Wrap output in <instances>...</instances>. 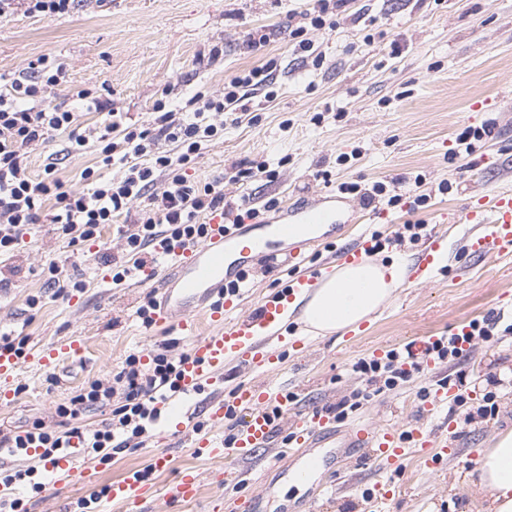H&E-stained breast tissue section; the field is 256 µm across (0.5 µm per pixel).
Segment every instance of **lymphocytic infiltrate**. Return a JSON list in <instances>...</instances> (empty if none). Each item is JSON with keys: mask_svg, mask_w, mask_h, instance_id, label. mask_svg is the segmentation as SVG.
Segmentation results:
<instances>
[{"mask_svg": "<svg viewBox=\"0 0 512 512\" xmlns=\"http://www.w3.org/2000/svg\"><path fill=\"white\" fill-rule=\"evenodd\" d=\"M350 2L314 0L312 7L300 11L297 23L289 25L287 33L294 54L321 68L324 57L315 52L309 34L335 31ZM277 65L272 58L240 72L216 96L196 91L190 99L194 109L187 116H179L166 100L159 99L148 124L113 119L80 134L74 128V112L44 106L48 90L66 80L63 63L47 56L31 62L26 72L0 86V255L13 252L49 206L54 209L52 223L75 242L97 240L104 225L128 216L132 222L122 234V254L112 260V283L119 286L143 275L157 254L202 242L207 225L201 222V215H220L228 224L262 218L276 208V199L260 208L246 195L229 201L223 180L201 184L192 180L188 171L209 142L223 137L225 113L240 110L243 101L258 92L266 101L277 99ZM53 132L67 134L75 150L95 142L102 164L119 166L120 176L105 179L88 166L80 173L86 190L74 191L55 177L54 163L46 164L43 175H33L29 151ZM138 199L144 200L145 206L135 213L131 205ZM182 363V357L171 355L165 343L159 344L149 359L129 355L111 386L91 382L58 406L57 414L70 420L69 428L49 430L36 421L22 430L0 431V454L16 457L36 448L40 459L56 460L78 447L89 459L108 460L113 452L141 438L157 420V395L164 389L177 390ZM418 368L407 347L355 365L368 384L386 390L406 381ZM105 407L110 408L111 416L100 428L78 426L80 417Z\"/></svg>", "mask_w": 512, "mask_h": 512, "instance_id": "lymphocytic-infiltrate-1", "label": "lymphocytic infiltrate"}]
</instances>
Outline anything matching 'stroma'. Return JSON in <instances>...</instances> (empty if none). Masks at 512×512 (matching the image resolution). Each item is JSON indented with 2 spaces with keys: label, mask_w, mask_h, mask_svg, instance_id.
Returning <instances> with one entry per match:
<instances>
[{
  "label": "stroma",
  "mask_w": 512,
  "mask_h": 512,
  "mask_svg": "<svg viewBox=\"0 0 512 512\" xmlns=\"http://www.w3.org/2000/svg\"><path fill=\"white\" fill-rule=\"evenodd\" d=\"M305 7V0H75L69 14L54 19L19 10L0 16V76L16 77L43 55L59 59L67 81L51 91L47 103L77 112L83 127L103 123L107 115L84 111L76 97L80 89H96L126 122L140 125L149 122L165 87H172L176 104L201 88L219 95L241 71L278 59V98L271 103L251 98L257 122L226 123L223 138L204 149L194 179L209 182L239 165L267 160L274 177H257L246 188L225 182L226 198L248 192L258 206L272 197L282 204L335 198L344 225L333 236L335 246L347 242L345 225L355 215L369 227L384 222L397 232L406 224H422L420 241L379 250L375 259L382 263L413 267L424 239L442 236L447 265L427 280L402 283L389 306L364 322L365 333L354 344L336 335L311 336L295 311L288 317V334L301 345L277 370L225 367L224 390L240 382L288 388L297 395V416L364 389L354 365L372 358L376 349L398 348L417 336H447L459 320H479L492 311L512 314V260L467 259L463 244L470 227L458 221L472 193L512 188V0H353L352 10H367L370 22L357 24L345 16L335 32H312L315 49L325 56L318 69L297 59L278 34L257 50L247 49L249 33L278 30L287 25L289 11ZM489 120L497 124L493 137L457 144L464 128ZM67 146L66 135L58 133L34 146L32 170L41 174L46 163L55 162L66 187L80 190L79 174L96 162L97 151L89 146L71 153ZM341 155L342 165L336 162ZM325 170L330 179H322ZM346 181L383 182L388 194L402 195L405 204L364 206L358 196L338 192ZM443 182L451 186L445 194L437 191ZM421 191L431 196L428 207L410 210L409 201ZM122 247L118 225H106L95 243H74L45 220L24 234L13 253L0 256V334L27 337L31 348L72 336L85 343L83 357L61 371L22 361L9 399L0 400V427L13 430L38 420L47 429H62L58 406L91 382L112 385L129 354L149 353L164 341L171 355L184 352L181 336L160 333L137 315L151 281L132 279L113 287L107 259ZM52 263L82 281L83 289L56 295L41 275ZM32 295L41 296V306H28ZM461 374L472 391L473 409L492 388L488 377L498 379L492 388L494 416L469 421L464 413L452 416L447 407L433 409L422 399V392ZM357 421L447 435L453 451L439 473L412 461L394 473L347 447V427ZM506 430H512V332L473 338L466 357L413 374L337 421L335 434L314 448L327 458L317 482L297 479L303 466L298 457L279 456L288 434L283 423L270 446L233 465L197 457L190 436L157 424L142 445L98 463L89 482L55 485L43 461L26 457L5 459L4 465L38 470L40 491L19 484L12 492L25 512H73L77 499L143 469L160 497L137 512H213L217 504L222 512H235L238 499L249 493L258 497L256 512H361L368 488L378 480L395 490L388 512H487L474 474ZM158 451L171 459L167 470L151 467ZM185 467L201 472L200 497L191 503L167 500L168 487ZM323 482L331 485L327 502L318 498Z\"/></svg>",
  "instance_id": "obj_1"
}]
</instances>
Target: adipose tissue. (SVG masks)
Segmentation results:
<instances>
[{
    "label": "adipose tissue",
    "mask_w": 512,
    "mask_h": 512,
    "mask_svg": "<svg viewBox=\"0 0 512 512\" xmlns=\"http://www.w3.org/2000/svg\"><path fill=\"white\" fill-rule=\"evenodd\" d=\"M405 276V265L396 262L339 266L303 294L301 318L314 335L341 333L386 306ZM475 482L489 493L488 512H512V431L481 458Z\"/></svg>",
    "instance_id": "1"
}]
</instances>
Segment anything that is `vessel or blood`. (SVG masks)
<instances>
[{"label": "vessel or blood", "instance_id": "obj_1", "mask_svg": "<svg viewBox=\"0 0 512 512\" xmlns=\"http://www.w3.org/2000/svg\"><path fill=\"white\" fill-rule=\"evenodd\" d=\"M459 221L471 227L466 248L469 256L512 257V189L478 192L461 211ZM336 222L335 210L315 203L296 207L287 216L275 215L259 229L251 224L228 227L223 219L213 218L202 243L175 248L170 267L158 275L160 299L154 319L157 325L183 336L188 343V358L182 366L179 396L163 400L167 423L183 430L187 417L183 396L201 393L206 385L223 381L226 365L239 363L267 370L277 366L290 345L288 310L318 281L320 267L291 276L280 289L262 296L248 313L242 310V292L229 291L228 286L244 282L256 262L278 260L287 264L300 260L303 250L321 245V229ZM374 243V238L357 233L355 243L335 252L332 261L339 265L363 262L370 256ZM439 248L438 240H429L409 276L410 281L428 277ZM83 351L84 343L76 336L41 345L30 359L44 369L54 370L69 364ZM19 366L20 359L14 353L0 351L1 398L7 397L6 386ZM296 403L295 394L265 385L240 384L228 394L213 396L205 409L215 425H223L230 414L239 415L240 422L232 443H224L211 434H200L193 440L194 451L205 459L248 460L272 437L274 423L270 408H278L284 414ZM335 425L334 417L318 412L294 420L295 443L311 450L304 461L303 474L321 471L324 460L313 453L312 447ZM348 436L352 446L361 449L363 455L397 469L403 467L408 456L421 449L431 451L424 460L429 468L437 467L448 455L447 439L422 428L404 430L360 422L349 429ZM45 467L59 484L79 481L92 473L88 467L76 468L68 457L47 461ZM200 487V472L186 469L179 472L167 495L181 502H192L197 499ZM155 494L154 487L133 472L112 483L106 502L100 503L96 512H107L112 502L133 508Z\"/></svg>", "mask_w": 512, "mask_h": 512}]
</instances>
